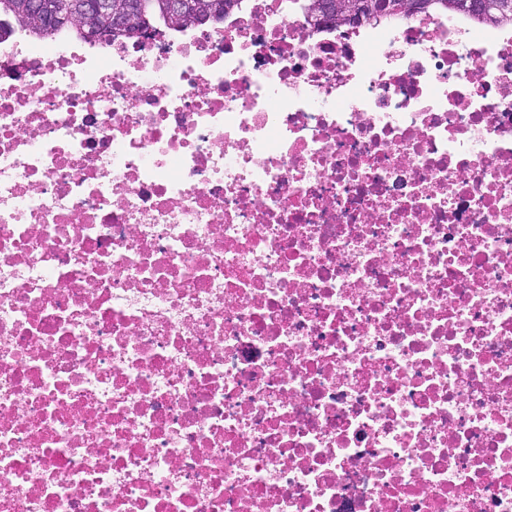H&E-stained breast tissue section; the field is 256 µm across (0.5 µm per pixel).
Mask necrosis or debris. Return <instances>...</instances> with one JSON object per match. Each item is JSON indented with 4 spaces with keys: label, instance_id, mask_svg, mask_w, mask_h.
<instances>
[{
    "label": "necrosis or debris",
    "instance_id": "1",
    "mask_svg": "<svg viewBox=\"0 0 512 512\" xmlns=\"http://www.w3.org/2000/svg\"><path fill=\"white\" fill-rule=\"evenodd\" d=\"M0 512H512V28L0 36Z\"/></svg>",
    "mask_w": 512,
    "mask_h": 512
}]
</instances>
